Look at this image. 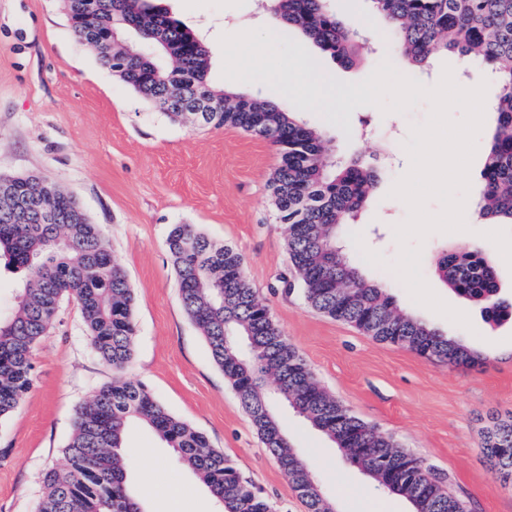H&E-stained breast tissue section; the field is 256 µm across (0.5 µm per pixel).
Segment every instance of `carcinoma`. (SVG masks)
Here are the masks:
<instances>
[{
  "instance_id": "obj_1",
  "label": "carcinoma",
  "mask_w": 512,
  "mask_h": 512,
  "mask_svg": "<svg viewBox=\"0 0 512 512\" xmlns=\"http://www.w3.org/2000/svg\"><path fill=\"white\" fill-rule=\"evenodd\" d=\"M386 23L391 51L414 70L428 69L441 53L479 65L498 88L477 198L479 218L512 224V0H371ZM78 41L116 78L156 111L193 126L234 127L274 146L279 162L269 182L272 204L287 225L288 263L306 303L374 339L453 367L479 364L480 354L403 313L387 288L366 278L339 244L336 229L355 224L378 184V172L359 161L336 160L332 140L296 112L246 91L216 87L209 78L211 48L164 6V0H64ZM277 22L299 32L321 54L350 66L368 47L369 22L346 25L326 0H272ZM214 111L193 119L190 109ZM18 194L54 210L57 224L33 216L13 222L16 195L0 192V260L23 275L9 312L0 314V418L19 407L33 385L32 353L53 328L64 299L81 308L88 340L112 367V381L76 412L64 448L67 464L47 470L36 512H142L128 480L125 435L139 421L153 430L209 488L223 512H275L274 505L238 472L224 452L174 416L142 384L124 377L132 360L134 293L112 258L99 225L76 199L36 175L9 176ZM168 249L188 318L231 384L265 448L307 512H335L311 462L295 452L271 411L267 382L278 397L328 436L346 460L384 490L406 499L412 512H468L440 473L396 441L351 414L314 379L298 351L248 282L243 258L190 224L170 232ZM437 276L480 307L487 323L512 317V300L499 295L496 270L477 251L442 253ZM496 477L512 480V418L497 420L484 438Z\"/></svg>"
}]
</instances>
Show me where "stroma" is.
Here are the masks:
<instances>
[{
	"label": "stroma",
	"instance_id": "stroma-1",
	"mask_svg": "<svg viewBox=\"0 0 512 512\" xmlns=\"http://www.w3.org/2000/svg\"><path fill=\"white\" fill-rule=\"evenodd\" d=\"M172 13L211 48L210 78L224 86V65L236 62L232 26L251 24L273 52L255 62L240 89L299 113L331 138L337 156L375 167L380 180L357 223L339 238L358 256L355 236L395 260L394 228L408 209L390 197L407 172L410 126L426 121L430 104L382 113L350 94L384 58L403 75L435 85L443 67L461 75L453 55L430 70L413 71L392 57L383 23L368 30L372 59L344 67L301 37L276 26L257 0H168ZM314 62L343 108L309 105L284 91V69L293 52ZM369 122L374 135L352 131ZM276 149L239 129L194 130L167 119L116 79L74 36L63 0H0V174H37L75 196L98 224L114 260L134 290L136 337L127 379L145 385L169 412L204 433L277 512H307L258 437L240 401L214 364L199 331L184 312L172 268L168 236L174 225H195L211 241L244 258L248 281L269 306L288 341L319 383L353 415L393 437L406 451L444 475L471 512H512V486L499 482L485 462L484 433L512 416V322L486 323L435 273L443 249H476L492 259L503 297H512V224L474 220L465 236L433 233L422 244L421 272L431 289L463 310L462 327L416 304L394 272L360 262L362 273L386 285L406 313L468 343L482 355L475 369L452 368L379 342L313 310L300 290H288L287 229L272 205L269 179ZM34 381L19 408L0 420V512H35L43 476L66 463L63 452L76 408L112 369L92 350L79 306L62 301L49 335L35 349ZM271 409L284 423L295 451L316 462L317 481L336 512H411L351 466L335 444L279 398ZM126 443L135 487L150 485L144 512H166L171 490H180L183 512H220L206 486L150 429L131 423Z\"/></svg>",
	"mask_w": 512,
	"mask_h": 512
}]
</instances>
